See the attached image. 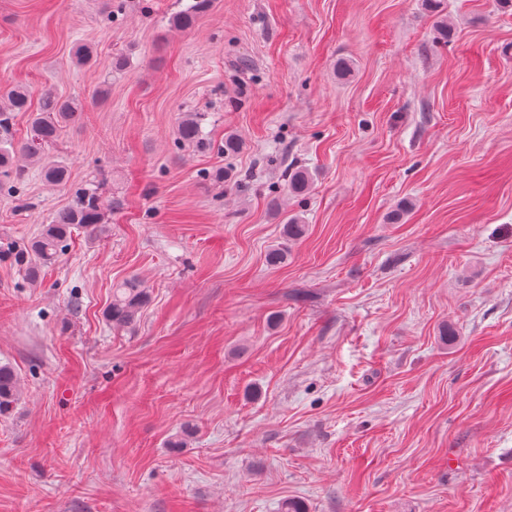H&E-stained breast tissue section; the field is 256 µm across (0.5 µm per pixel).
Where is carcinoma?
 <instances>
[{
    "instance_id": "carcinoma-1",
    "label": "carcinoma",
    "mask_w": 512,
    "mask_h": 512,
    "mask_svg": "<svg viewBox=\"0 0 512 512\" xmlns=\"http://www.w3.org/2000/svg\"><path fill=\"white\" fill-rule=\"evenodd\" d=\"M212 0H192L185 9L169 18L173 27L187 30L193 28L198 19L211 7ZM30 92L27 87L17 85L0 96V188L18 181L22 173L16 167V156L23 153L39 163L42 179L52 186H63L68 182L69 169L63 161L50 157L47 150L59 139L63 129L79 120L80 106L64 99L52 91L42 93L36 111H31ZM31 113V136L17 145L13 139L16 113ZM204 114L185 112L178 124L179 142L184 146L204 144ZM314 175L303 167L288 169V195L299 198L308 195L313 188ZM115 199L105 198L97 190H85L76 195L74 202L58 211L44 225L37 237L28 246L15 253L20 264L27 266L28 275L36 277L40 267L55 263L73 230L83 228L90 235L97 234L104 224L105 214L116 209ZM308 226L301 218L288 216L283 220V242L272 246L266 262L278 267L288 260V245L301 240ZM150 300L148 289L136 277L128 278L112 290V302L106 311V319L114 328L134 327ZM19 380L10 366H0V414H5L18 399Z\"/></svg>"
}]
</instances>
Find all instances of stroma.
<instances>
[{"label":"stroma","instance_id":"1","mask_svg":"<svg viewBox=\"0 0 512 512\" xmlns=\"http://www.w3.org/2000/svg\"><path fill=\"white\" fill-rule=\"evenodd\" d=\"M186 3L0 0V91L81 107L69 183L28 161L0 192V512H512V6L444 0V38L421 0H213L179 31ZM87 187L120 209L29 280L13 250ZM205 115L201 112H185L178 124L179 142L184 146L204 144L203 121ZM314 175L307 168L288 166L287 191L288 195L299 198L308 195L313 188ZM308 226L303 224L301 218L288 216L283 220V242L272 246L266 255V262L272 267H278L288 260V244L301 240L307 233ZM149 300L144 282L136 277L128 278L113 288L106 319L113 328H133ZM19 380L10 366H0V414H5L18 399Z\"/></svg>","mask_w":512,"mask_h":512}]
</instances>
